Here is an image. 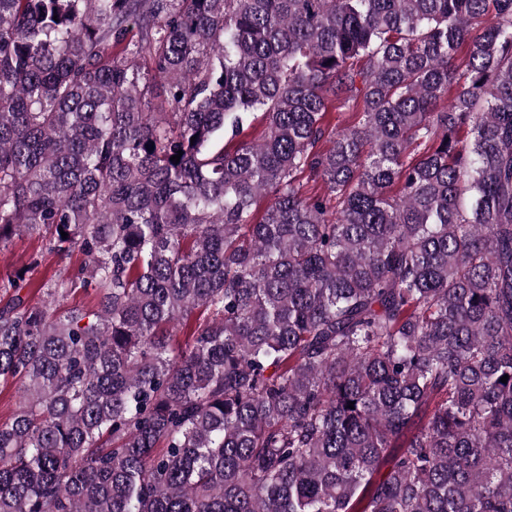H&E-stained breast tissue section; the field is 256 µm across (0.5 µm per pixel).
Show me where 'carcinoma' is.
Instances as JSON below:
<instances>
[{"label": "carcinoma", "mask_w": 512, "mask_h": 512, "mask_svg": "<svg viewBox=\"0 0 512 512\" xmlns=\"http://www.w3.org/2000/svg\"><path fill=\"white\" fill-rule=\"evenodd\" d=\"M20 232L0 512H512V0H0ZM81 261L82 256L78 253L68 257L49 253L42 248L37 235L20 232L6 247H0V283L13 277L16 271L29 268L21 294L36 302L41 298L36 290L38 285L65 276Z\"/></svg>", "instance_id": "1"}]
</instances>
